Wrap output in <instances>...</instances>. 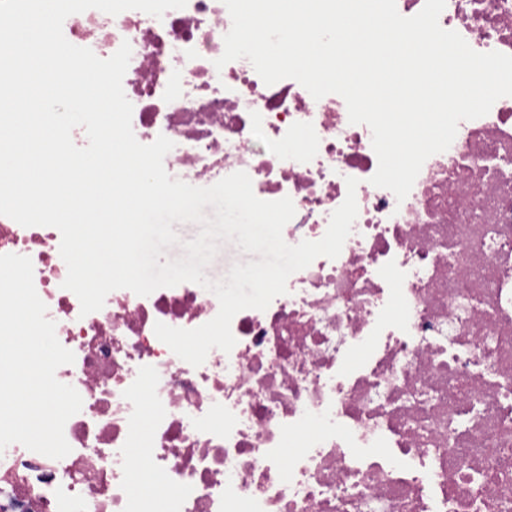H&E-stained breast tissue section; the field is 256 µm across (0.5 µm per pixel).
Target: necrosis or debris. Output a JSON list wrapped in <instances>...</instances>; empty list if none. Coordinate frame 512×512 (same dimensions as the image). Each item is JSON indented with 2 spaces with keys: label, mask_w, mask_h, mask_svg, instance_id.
<instances>
[{
  "label": "necrosis or debris",
  "mask_w": 512,
  "mask_h": 512,
  "mask_svg": "<svg viewBox=\"0 0 512 512\" xmlns=\"http://www.w3.org/2000/svg\"><path fill=\"white\" fill-rule=\"evenodd\" d=\"M439 23L512 55V0H446ZM231 26L223 0H187L160 19L90 9L63 33L102 59L130 43L133 131L173 141L172 178L246 172L257 198H291L296 245L324 236L351 177L352 231L194 367L154 325L205 324L213 293L117 289L81 315L60 232L0 216V254L31 259L75 355L56 378L83 400L66 457L0 452V512H512V97L460 122L400 201L371 184L372 131L340 95L265 84L245 58L215 67ZM138 464L152 493L133 486Z\"/></svg>",
  "instance_id": "4bbe7bcc"
}]
</instances>
